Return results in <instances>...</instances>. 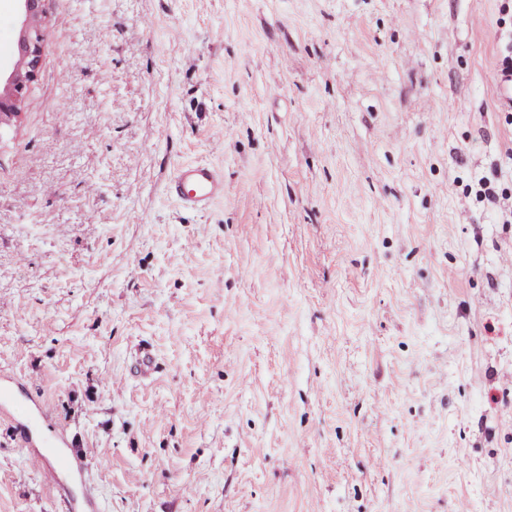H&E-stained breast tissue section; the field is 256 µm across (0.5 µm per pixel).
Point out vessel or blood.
Returning <instances> with one entry per match:
<instances>
[{
  "label": "vessel or blood",
  "instance_id": "b4317fda",
  "mask_svg": "<svg viewBox=\"0 0 512 512\" xmlns=\"http://www.w3.org/2000/svg\"><path fill=\"white\" fill-rule=\"evenodd\" d=\"M167 192L192 211H205L224 196V175L208 163L184 164L175 169L169 177ZM13 383L0 384V418L7 421L14 430L19 447L28 451L31 463L45 467L44 456L39 448L43 445L63 447L57 456L55 467L49 472L50 484L56 494L57 512H98V489L91 481H84L80 499H73L59 479L60 473H84L89 461L85 454L75 450L66 424L58 420L48 404L35 399L31 403L13 404L9 396Z\"/></svg>",
  "mask_w": 512,
  "mask_h": 512
}]
</instances>
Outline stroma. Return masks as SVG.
Masks as SVG:
<instances>
[{
    "mask_svg": "<svg viewBox=\"0 0 512 512\" xmlns=\"http://www.w3.org/2000/svg\"><path fill=\"white\" fill-rule=\"evenodd\" d=\"M499 0H47L0 137V372L101 512H512ZM209 163L203 212L166 191ZM0 512L53 491L0 423ZM167 192L192 211H206L224 196V175L208 163L184 164L169 177Z\"/></svg>",
    "mask_w": 512,
    "mask_h": 512,
    "instance_id": "stroma-1",
    "label": "stroma"
}]
</instances>
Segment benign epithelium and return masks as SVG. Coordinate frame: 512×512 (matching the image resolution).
Returning a JSON list of instances; mask_svg holds the SVG:
<instances>
[{"instance_id":"7a95c632","label":"benign epithelium","mask_w":512,"mask_h":512,"mask_svg":"<svg viewBox=\"0 0 512 512\" xmlns=\"http://www.w3.org/2000/svg\"><path fill=\"white\" fill-rule=\"evenodd\" d=\"M46 0H16L19 34L13 54L16 62L8 73L0 72V131L17 123L31 83L42 61Z\"/></svg>"}]
</instances>
